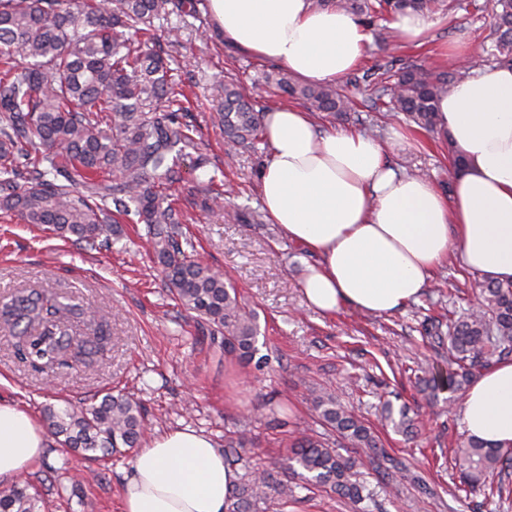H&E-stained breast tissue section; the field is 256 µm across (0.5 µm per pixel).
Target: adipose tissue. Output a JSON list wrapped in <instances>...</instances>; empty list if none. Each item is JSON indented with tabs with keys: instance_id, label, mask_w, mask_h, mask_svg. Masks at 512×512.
<instances>
[{
	"instance_id": "adipose-tissue-1",
	"label": "adipose tissue",
	"mask_w": 512,
	"mask_h": 512,
	"mask_svg": "<svg viewBox=\"0 0 512 512\" xmlns=\"http://www.w3.org/2000/svg\"><path fill=\"white\" fill-rule=\"evenodd\" d=\"M209 9L226 42L310 83L342 78L369 40L355 16L311 0H209ZM438 111L465 160L449 197L429 178L397 174L371 136L319 131L292 106L264 113L261 200L271 222L318 257L300 282L310 307L393 313L422 294L453 250L486 279L512 281V67L462 79ZM461 415L468 434L512 447L511 361L471 383ZM45 448L35 416L0 403V481L29 472ZM236 483L211 438L169 430L135 453L123 512H224Z\"/></svg>"
}]
</instances>
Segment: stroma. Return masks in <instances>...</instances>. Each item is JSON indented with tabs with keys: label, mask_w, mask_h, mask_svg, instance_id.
Masks as SVG:
<instances>
[{
	"label": "stroma",
	"mask_w": 512,
	"mask_h": 512,
	"mask_svg": "<svg viewBox=\"0 0 512 512\" xmlns=\"http://www.w3.org/2000/svg\"><path fill=\"white\" fill-rule=\"evenodd\" d=\"M451 14L433 13L435 22L419 46L401 43L379 29L390 19L369 27L363 67L395 61L397 67L438 68L444 44L468 55V69H487L494 40L490 9H475L457 0ZM194 16L171 15L181 27L179 41L164 43L171 68L185 81L200 127L197 147L182 164V179L171 186L173 197L187 198L197 177L217 175L224 183V203L209 211L185 206V227L203 262L221 271L256 310L260 326L262 368L229 362L201 333L193 314L174 301L154 264L144 225L124 224L120 239L107 251H87L48 231L0 212V304L19 290L52 288L71 303L100 308L107 332L104 350L86 367L47 376L20 362L11 337L0 331V402L41 415L45 405L64 406L94 395L122 392L139 401L145 435L189 427L209 435L217 446L238 430H249L251 467L275 479L285 475L289 448L302 427L316 428L317 414L308 385L327 389L338 402L373 428L388 452L401 463L396 484L365 468L374 501L355 503L322 487H297L288 503H268L266 512H512V498L488 499L483 493L458 491L453 463L457 441L467 432L460 402L447 393L430 400L417 384L418 367L447 368L448 345L423 337L425 319L448 311L467 310L456 290L472 271L456 253H449L418 300L386 315L341 308L327 316L309 308L299 280L315 255L288 240L269 219L261 223L230 219L229 210L261 211L258 177L268 154L267 143L241 150L229 158L224 138L209 120L216 109L215 83L237 84L257 110L290 105V98L267 85L270 63L226 46L211 22L207 0H199ZM323 131L355 130L384 142L385 156L398 173L427 175L440 190L448 188V139L426 133L405 121L375 111L369 92L353 97L341 118L314 112ZM409 133V145L392 147L395 130ZM408 406L419 419L413 439L395 433L383 419V402ZM281 406L279 422L257 419L260 405ZM134 452L125 448L98 461L73 462L61 470L62 452L48 441L45 454L28 472L42 496V512H122V488Z\"/></svg>",
	"instance_id": "1"
}]
</instances>
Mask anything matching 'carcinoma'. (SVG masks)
Instances as JSON below:
<instances>
[{"label":"carcinoma","instance_id":"carcinoma-1","mask_svg":"<svg viewBox=\"0 0 512 512\" xmlns=\"http://www.w3.org/2000/svg\"><path fill=\"white\" fill-rule=\"evenodd\" d=\"M444 2L316 0V6H335L370 24ZM490 4L496 38L488 54L499 65L511 64L512 0ZM185 9L195 15L196 0H108L105 6L100 0H0V211L90 249L112 247L123 220L145 225L153 260L177 304L202 320L222 355L251 362L258 353V315L222 274L194 258L181 210L167 193L195 138L180 80L157 50L154 21ZM265 80L334 117L351 104L330 84H299L281 70ZM457 80L453 71L411 65L394 72L386 64L349 83L372 85L375 100H388L393 112L433 131L440 128L438 102ZM214 100L227 153L262 139V112L235 85L217 86ZM222 196L210 176L198 182L190 204L207 211ZM470 290L476 303L459 316L448 312V336L435 330V339H448L456 367L443 372L432 366L419 378L452 397L465 392L473 371L512 357V283L476 277ZM76 311L66 297L30 288L0 308V326L8 327L21 362L55 373L88 364L103 343L99 329L83 339L73 335ZM310 392L321 423L355 452L345 456L330 437L304 430L288 457L289 475L355 502L371 498L359 468L364 454L374 462L385 457L377 436L333 395ZM382 412L396 432L415 429L406 408L396 411L386 402ZM43 413L58 445L85 457L134 448L144 434L141 407L124 394L107 392L80 406L49 404ZM246 445L245 436L237 438L224 464L240 463ZM455 463L463 491H492L495 478L512 470V453L469 437L456 444ZM30 488L15 480L0 491V512H40L39 495ZM291 496L288 483L263 471L236 488L225 512H251Z\"/></svg>","mask_w":512,"mask_h":512}]
</instances>
